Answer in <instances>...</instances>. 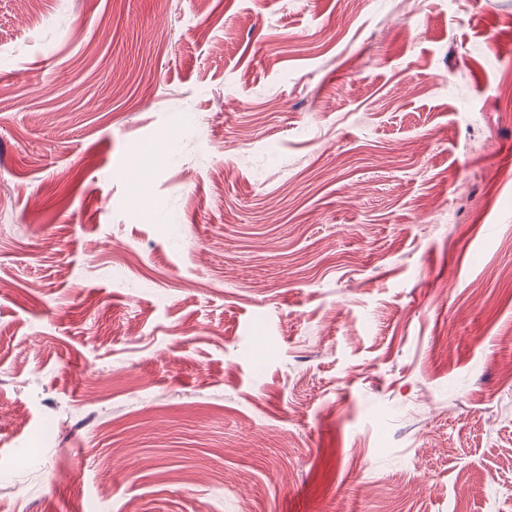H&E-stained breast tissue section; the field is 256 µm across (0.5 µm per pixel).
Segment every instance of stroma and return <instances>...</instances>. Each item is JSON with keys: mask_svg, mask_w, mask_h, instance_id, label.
Masks as SVG:
<instances>
[{"mask_svg": "<svg viewBox=\"0 0 512 512\" xmlns=\"http://www.w3.org/2000/svg\"><path fill=\"white\" fill-rule=\"evenodd\" d=\"M0 0V512H512V0Z\"/></svg>", "mask_w": 512, "mask_h": 512, "instance_id": "stroma-1", "label": "stroma"}]
</instances>
